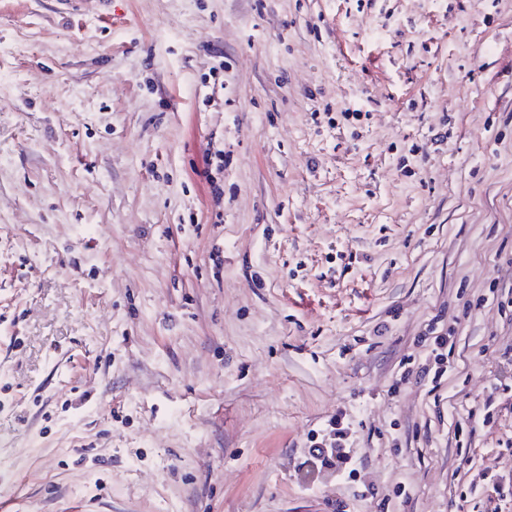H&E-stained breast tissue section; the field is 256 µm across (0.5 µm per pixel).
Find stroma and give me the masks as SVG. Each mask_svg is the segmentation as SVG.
Listing matches in <instances>:
<instances>
[{"mask_svg":"<svg viewBox=\"0 0 512 512\" xmlns=\"http://www.w3.org/2000/svg\"><path fill=\"white\" fill-rule=\"evenodd\" d=\"M494 282L512 0H0V512H489ZM339 413L351 478L303 464ZM57 11L63 18L83 16L93 12L98 18L112 15V0H56ZM442 319V315L435 316L425 332L417 338V345L424 348V357H420L418 361L409 357L402 363L404 371L401 380L413 377L419 383L430 382L432 387L429 392L440 386L448 371L455 370L453 357L458 329L452 324L448 327L440 326ZM500 404L499 397L495 398L494 393H492L486 399L482 408L479 409L478 418L476 416L477 412L469 413L467 419L460 422L455 428L454 438L456 440V448H466V452L470 453L472 451L473 453L478 447V445H476L477 441H479L478 437L481 436L479 430H482L493 421L494 411ZM461 437H463V439H461Z\"/></svg>","mask_w":512,"mask_h":512,"instance_id":"1","label":"stroma"}]
</instances>
